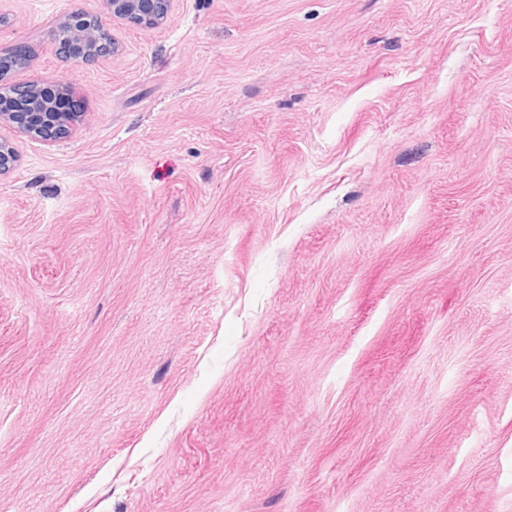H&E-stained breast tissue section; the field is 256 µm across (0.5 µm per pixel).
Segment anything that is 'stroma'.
Instances as JSON below:
<instances>
[{
  "label": "stroma",
  "mask_w": 512,
  "mask_h": 512,
  "mask_svg": "<svg viewBox=\"0 0 512 512\" xmlns=\"http://www.w3.org/2000/svg\"><path fill=\"white\" fill-rule=\"evenodd\" d=\"M19 45L84 114L0 126V512H512V0H0ZM112 18L142 28H155L166 19L173 0H106Z\"/></svg>",
  "instance_id": "1"
}]
</instances>
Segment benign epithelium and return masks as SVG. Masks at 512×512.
<instances>
[{"instance_id":"7a95c632","label":"benign epithelium","mask_w":512,"mask_h":512,"mask_svg":"<svg viewBox=\"0 0 512 512\" xmlns=\"http://www.w3.org/2000/svg\"><path fill=\"white\" fill-rule=\"evenodd\" d=\"M173 0H106L112 17L142 28H155L166 19ZM72 112H55L54 105L35 95L25 97V112L0 110V123L16 125L19 132L34 139L52 141L67 136L82 117L81 100L74 98Z\"/></svg>"}]
</instances>
